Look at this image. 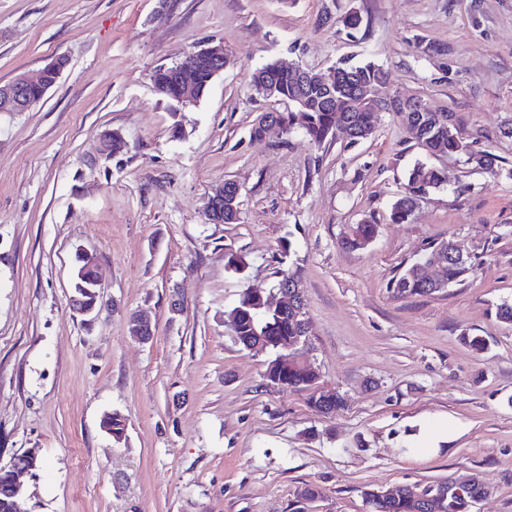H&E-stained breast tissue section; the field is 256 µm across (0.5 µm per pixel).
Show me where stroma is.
<instances>
[{
    "label": "stroma",
    "instance_id": "1",
    "mask_svg": "<svg viewBox=\"0 0 512 512\" xmlns=\"http://www.w3.org/2000/svg\"><path fill=\"white\" fill-rule=\"evenodd\" d=\"M350 11L359 29L340 24ZM211 41L223 72L171 115L154 69ZM54 56L69 65L45 97L0 112V464L38 449L32 512H290L307 484L323 492L308 512H367L365 490L451 476L488 488L477 512H512V324L496 317L512 303V0H0V81ZM342 57L383 64L381 97L454 113L498 171L428 155L392 112L355 143L250 137L286 109L250 89L254 69ZM107 131L126 150L100 154ZM419 161L448 186L391 223ZM228 180L240 219L210 223ZM369 218L372 243L342 250ZM443 239L469 253V277L394 297V273ZM84 254L103 293L88 316L72 307ZM289 267L303 357L345 398L332 417L268 385L269 353L237 344L227 317L243 293L275 296ZM138 311L146 343L128 331ZM111 412L123 441L101 426Z\"/></svg>",
    "mask_w": 512,
    "mask_h": 512
}]
</instances>
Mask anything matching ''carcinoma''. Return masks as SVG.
<instances>
[{
	"mask_svg": "<svg viewBox=\"0 0 512 512\" xmlns=\"http://www.w3.org/2000/svg\"><path fill=\"white\" fill-rule=\"evenodd\" d=\"M336 67L341 75L336 78L333 93L336 94V106L329 110L319 104L321 90H312L307 110L303 113L304 122L297 128L313 145L321 146L329 137L336 134L338 125L344 121L356 131L354 141L366 140L375 133V114L372 112L350 111V94L354 75L365 82H373L386 75L382 65L374 61L354 62L350 59H339ZM153 82L156 89L162 94L169 105L172 115H177L174 100L171 94L175 89L169 80L167 72L157 67L153 71ZM272 84L277 88L275 99L290 100L296 93L295 84L290 74L283 71L278 64L268 63L251 74V87L259 91L260 87ZM269 122L256 121L250 129V137L257 140L281 139L292 132L293 113L268 112ZM417 144L427 152L438 156L455 157L468 156V160L480 169L492 170L496 166L497 156L489 151L474 153L470 146L458 134L454 115L448 111H432L418 113L417 124L410 129ZM447 185L445 171L425 162L415 163L407 172L403 195L393 203L390 221L394 224H404L410 219L417 200L426 192L440 189ZM377 233V224L373 220H366L356 225L353 230L339 240V246L344 250H360L364 243ZM443 250L446 266V283L442 286L434 285L428 281L422 268V261L418 260L395 274L388 283L389 292L396 297L425 296L438 293L451 285H458L464 281L465 276L472 269L471 257L463 249L451 241H441L429 246L427 256L433 255L434 248ZM74 290L80 292L87 301L94 299L95 272L84 262H79L74 275ZM234 336L237 343L246 346V341L263 340L268 349L277 350V346L291 341L292 337L300 334L299 321L295 320L291 311L268 309L259 303V296L255 292L242 295L238 304L229 312ZM276 377L279 384L293 391H306L309 393L311 408L321 414L338 412L344 408V398L337 391H329L330 400L322 399L315 388L316 375L311 369L293 365L288 370L281 371L269 365L266 377ZM105 431L112 434V438L120 441L126 438V419L117 412L104 416L102 422ZM442 490L439 512H469L468 503L473 498L483 494V489L472 485L461 490L457 489L453 480L448 479L437 483ZM322 495V490L314 484H306L296 492V500L291 512H300L302 501H315ZM421 507L413 500L411 487L403 485L397 490V497L383 503L373 505V512H420Z\"/></svg>",
	"mask_w": 512,
	"mask_h": 512,
	"instance_id": "carcinoma-1",
	"label": "carcinoma"
}]
</instances>
